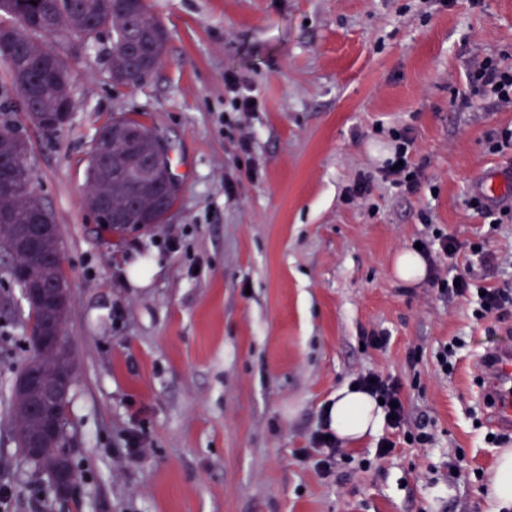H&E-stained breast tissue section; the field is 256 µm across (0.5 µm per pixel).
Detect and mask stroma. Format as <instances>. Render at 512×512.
<instances>
[{
  "mask_svg": "<svg viewBox=\"0 0 512 512\" xmlns=\"http://www.w3.org/2000/svg\"><path fill=\"white\" fill-rule=\"evenodd\" d=\"M148 4L169 39L144 83H110L105 35L73 63L66 126L48 135L10 115L71 288L78 481L60 498L15 444L11 387L30 351L28 310L9 289L0 482L14 494L0 512H492L512 433L486 419L479 361L507 331L429 278L399 280L393 263L438 228L495 257L485 285L512 284V223L468 204L486 175L512 180V150L484 145L512 129V107L454 105L476 62L512 51V0ZM231 76L254 111L233 110ZM120 115L164 135L179 193L164 223L115 236L85 206L86 166L98 127ZM404 127L429 160L411 195L375 176ZM362 173L371 191L348 201ZM380 332L386 347L364 345ZM454 338L446 374L435 355ZM367 371L400 380L432 440L379 458L391 434L381 428L344 445L323 477L296 451L337 389ZM458 458L463 471L450 473Z\"/></svg>",
  "mask_w": 512,
  "mask_h": 512,
  "instance_id": "35a3bbf8",
  "label": "stroma"
}]
</instances>
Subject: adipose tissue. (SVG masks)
I'll return each instance as SVG.
<instances>
[{
  "instance_id": "obj_1",
  "label": "adipose tissue",
  "mask_w": 512,
  "mask_h": 512,
  "mask_svg": "<svg viewBox=\"0 0 512 512\" xmlns=\"http://www.w3.org/2000/svg\"><path fill=\"white\" fill-rule=\"evenodd\" d=\"M384 412L366 393L345 386L337 390L330 408V428L338 439L356 441L376 433Z\"/></svg>"
}]
</instances>
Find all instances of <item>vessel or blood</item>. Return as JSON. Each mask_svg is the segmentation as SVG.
<instances>
[{
	"label": "vessel or blood",
	"instance_id": "obj_1",
	"mask_svg": "<svg viewBox=\"0 0 512 512\" xmlns=\"http://www.w3.org/2000/svg\"><path fill=\"white\" fill-rule=\"evenodd\" d=\"M483 398L491 425L512 431V348L489 351L482 364Z\"/></svg>",
	"mask_w": 512,
	"mask_h": 512
}]
</instances>
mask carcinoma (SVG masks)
I'll list each match as a JSON object with an SVG mask.
<instances>
[{"mask_svg": "<svg viewBox=\"0 0 512 512\" xmlns=\"http://www.w3.org/2000/svg\"><path fill=\"white\" fill-rule=\"evenodd\" d=\"M7 16L16 23V53L6 66V80L0 83V97L23 93L26 106L39 112H60L72 103L69 86L72 67L68 62L66 42L57 32L78 26L86 43L93 42L103 30L112 32V41L119 44L128 34H134L137 43L129 52L112 55V85L135 86L144 82L154 71L164 53L166 43L156 34L159 22L151 15L147 0H0V18ZM116 127H134L142 135L131 146ZM99 132L105 135L101 149L104 163L87 165L89 192L86 203L96 198V193H106L112 205L130 212L133 224H154L158 213L154 210L153 197L166 191L173 175L166 167L160 168L143 186H135L126 175L132 153L151 155L159 132L135 118L119 116L103 124ZM28 145L0 133V179L9 176L13 182L33 180L30 168H17L12 162ZM40 214L42 224L54 223L51 213L41 198L29 193L24 196H0V252L9 256L12 263L36 275L45 287H52L55 280L65 278L62 266H48V258L60 252V236L43 239L32 252L16 249V241L31 223V212ZM34 353L31 359H40L45 372L58 364L67 344L40 349L38 339L30 337ZM33 396L13 393V413L17 447H26L28 436L40 427L38 418L31 412Z\"/></svg>", "mask_w": 512, "mask_h": 512, "instance_id": "cac0c4a2", "label": "carcinoma"}]
</instances>
